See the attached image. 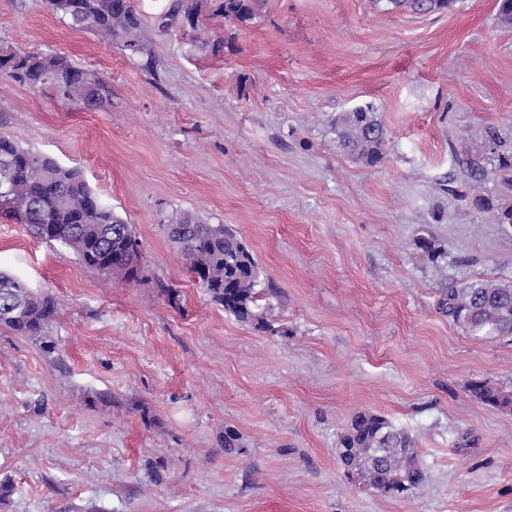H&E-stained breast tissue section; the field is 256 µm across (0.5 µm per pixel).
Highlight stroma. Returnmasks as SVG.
I'll return each mask as SVG.
<instances>
[{
  "mask_svg": "<svg viewBox=\"0 0 512 512\" xmlns=\"http://www.w3.org/2000/svg\"><path fill=\"white\" fill-rule=\"evenodd\" d=\"M167 2L138 0L133 55L46 0H0V51L66 55L112 91L90 112L0 73V134L79 168L143 256L128 284L0 216V271L59 307L54 350L0 327V512H512V409L468 392L512 393V337L477 340L439 308L460 282L512 281L498 0H265L209 19L220 57L165 25ZM366 104L387 133L376 168L331 129ZM178 211L251 250L253 320L192 281L161 226ZM361 411L414 440L412 493L347 477L338 438ZM468 391L474 399L488 407L497 408L512 404L511 394L504 393L484 380L471 381L468 384Z\"/></svg>",
  "mask_w": 512,
  "mask_h": 512,
  "instance_id": "1",
  "label": "stroma"
}]
</instances>
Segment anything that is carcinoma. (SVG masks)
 <instances>
[{"label": "carcinoma", "instance_id": "obj_1", "mask_svg": "<svg viewBox=\"0 0 512 512\" xmlns=\"http://www.w3.org/2000/svg\"><path fill=\"white\" fill-rule=\"evenodd\" d=\"M396 7L410 4L417 11H449L455 0H388ZM72 28L117 39L132 54L144 50L143 16L136 0H47ZM264 0H170L164 17L185 33L204 24L205 13L227 20L254 19ZM34 88L52 87L89 111L99 109L111 90L102 79L75 66L66 56L43 60L35 55L0 53V71ZM340 146L368 166L384 163L386 131L372 108L357 107L334 119ZM12 191L27 207L4 215L25 224L39 239L70 249L88 268L121 276L130 283L141 273V247L132 225L104 205L81 172L54 159L19 147L0 134V192ZM170 242L201 279L211 298L224 310L246 321L254 317L259 265L231 230L181 213L163 221ZM441 306L455 324L480 340L512 335V283L476 280L448 289ZM58 313L55 299L24 287L14 277L0 275V327L16 336H47ZM471 396L497 408L512 404V396L489 382L468 384ZM340 460L353 463L361 484L385 495H405L425 479L409 436L372 412L358 413L337 448Z\"/></svg>", "mask_w": 512, "mask_h": 512}]
</instances>
